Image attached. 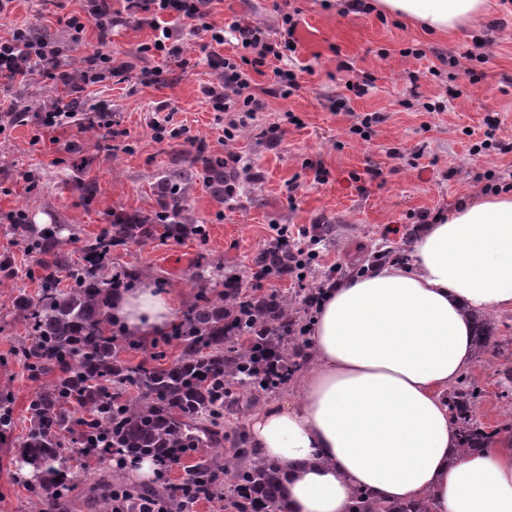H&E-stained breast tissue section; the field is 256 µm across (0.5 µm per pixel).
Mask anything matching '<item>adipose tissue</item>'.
<instances>
[{"mask_svg": "<svg viewBox=\"0 0 512 512\" xmlns=\"http://www.w3.org/2000/svg\"><path fill=\"white\" fill-rule=\"evenodd\" d=\"M487 0H373L378 12L444 34ZM179 301L141 281L104 313L148 339L173 327ZM512 310V192L474 193L437 215L404 266L322 290L299 397L266 406L247 443L280 464L286 512H348L355 490L431 512H512V438L463 448L448 387L471 366L478 314Z\"/></svg>", "mask_w": 512, "mask_h": 512, "instance_id": "obj_1", "label": "adipose tissue"}]
</instances>
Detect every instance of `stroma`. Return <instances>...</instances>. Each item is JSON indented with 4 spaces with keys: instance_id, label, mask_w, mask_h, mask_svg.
<instances>
[{
    "instance_id": "1",
    "label": "stroma",
    "mask_w": 512,
    "mask_h": 512,
    "mask_svg": "<svg viewBox=\"0 0 512 512\" xmlns=\"http://www.w3.org/2000/svg\"><path fill=\"white\" fill-rule=\"evenodd\" d=\"M343 0H210L209 19L218 25L238 19L262 25L280 42L283 13L297 22L295 64L299 86L288 97L275 95L272 65L253 74L252 91L265 107L254 119L236 124L218 112L207 94L218 71L208 64L191 23L172 25L174 56L146 54L153 30L122 13L109 0L111 24L98 26L85 15V0H12L0 15V36L26 26L59 52L60 69L83 89L86 107L106 103L111 127L89 124L82 116L46 128L41 113L60 106L66 92L58 79L34 72L25 81L0 80V98L13 102L0 116V254L13 256L17 274L0 281V393L12 399L13 426L0 438V512H34L27 486L18 480L13 450L29 425L27 407L36 390L17 345L28 331L15 314L14 297L36 295L38 258L15 237L9 217L24 212L33 224H65L82 235L99 233L118 210L143 214L157 207L155 185L162 168L180 153L205 152L236 157L240 188L220 202L203 183L190 187V209L208 228L206 239L149 240L120 252L118 263H132L148 279L163 280L188 309L195 290L190 274L198 256L219 259L224 273L239 278L244 292L267 295L325 285L365 273L367 257L411 243L423 218L483 189L482 175L512 177V152H475L497 118V137L512 142V19L499 0L468 27L434 37L374 11L343 13ZM85 21L81 42H73L70 17ZM503 26L489 30L493 21ZM485 39L486 63L463 59L475 39ZM422 49V57L412 49ZM112 60L103 82L84 85L96 54ZM457 57L450 66L449 57ZM350 71H343V64ZM158 72L145 83L144 72ZM368 78L364 96L348 109L331 111V100L346 95L349 78ZM438 102L442 111L423 105ZM379 112L369 140L349 128ZM379 177H371V170ZM95 180L98 193L83 205L77 182ZM287 226L294 239H317L316 257L303 282L268 280L255 287L256 255L275 242V226ZM493 360L475 358L470 376L483 394L475 418L487 429H512V392L498 386L503 366L512 367V311L496 314Z\"/></svg>"
}]
</instances>
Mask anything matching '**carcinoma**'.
<instances>
[{"label": "carcinoma", "instance_id": "obj_1", "mask_svg": "<svg viewBox=\"0 0 512 512\" xmlns=\"http://www.w3.org/2000/svg\"><path fill=\"white\" fill-rule=\"evenodd\" d=\"M156 184L159 208L149 215L112 212L100 233L82 240L74 262L66 245L76 229L60 224L41 227L24 217L11 225L29 251L39 255L40 289L18 295L13 307L30 332L16 354L38 387L29 403L30 427L18 443L16 457L33 468L27 484L37 512H71L67 488L78 475L62 477L70 456L122 459L150 458L169 462L224 437V400L232 390L273 391L288 386L303 367L308 308L318 296L244 294L239 279L224 276V265L199 262L191 279L195 303L171 335L145 345L120 334L103 316L107 300L142 276L132 265L109 276L114 252L154 239H203L207 226L190 223L188 190L203 181L219 201L237 193V172L219 156L181 157ZM261 274L288 278V251L280 245L255 260ZM71 284L60 287L61 275ZM496 317L479 319L476 346L486 353L495 343ZM173 344L178 354L162 362L158 347ZM153 350L155 366H131L126 350ZM135 394L128 395L129 389ZM482 390L465 375L448 390V409L458 428L461 447L489 442L495 431L474 419ZM13 424L11 398L0 393V435ZM99 468H83L98 512H148L162 502L169 512H190L199 501L224 498L232 512H285L279 484L280 466L237 447V460L202 457L175 488L177 495L150 493L116 478H98ZM229 479L222 487L220 475ZM350 512H428V506L388 505L358 492Z\"/></svg>", "mask_w": 512, "mask_h": 512}]
</instances>
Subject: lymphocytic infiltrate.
<instances>
[{"mask_svg": "<svg viewBox=\"0 0 512 512\" xmlns=\"http://www.w3.org/2000/svg\"><path fill=\"white\" fill-rule=\"evenodd\" d=\"M207 0H125L129 14L143 16L157 34L154 40L144 44V52L172 55L176 46L170 45V33L162 26L164 16L194 21L195 29L204 35L203 49L209 60L220 70L222 92L211 93L215 108L225 112H239L254 116L262 110L263 101L251 91L250 73L265 66L268 59H281L282 54L269 42L264 28L232 22L221 27L208 20L204 9ZM232 32L241 51L240 57L224 56L225 32ZM59 67L58 55L48 43L32 39L27 28H15L7 39H0V78L15 80L26 77L34 70L53 72Z\"/></svg>", "mask_w": 512, "mask_h": 512, "instance_id": "f902f5d3", "label": "lymphocytic infiltrate"}]
</instances>
